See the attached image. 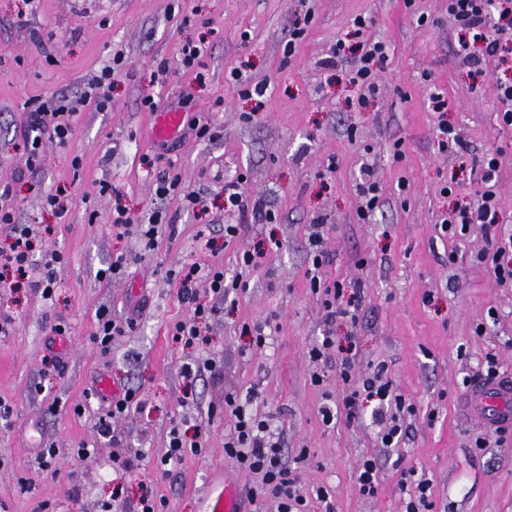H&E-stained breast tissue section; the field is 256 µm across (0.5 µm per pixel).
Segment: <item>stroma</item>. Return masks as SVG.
I'll return each mask as SVG.
<instances>
[{
    "instance_id": "1",
    "label": "stroma",
    "mask_w": 512,
    "mask_h": 512,
    "mask_svg": "<svg viewBox=\"0 0 512 512\" xmlns=\"http://www.w3.org/2000/svg\"><path fill=\"white\" fill-rule=\"evenodd\" d=\"M360 16L374 21L362 36L353 27ZM299 27L304 38L289 45ZM363 37L385 41L390 51L378 94L362 105L347 77L357 54L334 67L328 59L337 41L353 48ZM199 42L198 82V71L182 64V48ZM116 55L123 65L112 78L109 109L81 107L70 143L46 144L39 165L28 168L20 148L28 104L81 95ZM234 69L268 81L264 96L241 95ZM510 72L512 56L504 53L484 74L464 62L448 0H0V184L13 190L16 224L36 236L22 287L0 286V313L12 318L0 334V403L10 410L0 420V512H102L115 487L114 457L135 455L140 477L125 482V499L150 490L165 498L166 512H201L207 490L227 480L244 490L254 483L224 456V395L251 390L286 463L297 465L305 488L326 487L337 512H405L401 467L430 479L432 512H512V432L499 437L462 403L466 380L487 355L512 373V287L477 261L481 225L454 242L441 230L448 213L482 188L472 158L498 148L499 222L512 229V128L496 120V80ZM438 93L446 112L433 108ZM147 94L178 107L184 121L207 119L212 137L181 132L168 150L152 137L141 105ZM442 120L457 129L461 145L440 146ZM169 170L203 196L204 207L156 196V179ZM240 175L247 195L264 200L276 221L249 220L228 244L224 227L234 218L221 190ZM367 179L378 182L381 197L363 221L358 187ZM449 182L451 195L441 191ZM50 192L65 196L64 217L45 208ZM118 206L136 223L164 209L177 231L152 250L138 234L115 237ZM316 232L329 254L322 282L364 284L356 324L324 322L306 275ZM257 246L266 253L263 265L241 268L238 254ZM54 250L65 261L47 300L36 283ZM119 253L128 258L125 276L99 279ZM214 259L243 287L220 317L203 324V344L182 347L170 329L189 309L175 275L185 264ZM137 304L134 331L101 353L92 340L97 310L118 318ZM58 323L71 335L50 371L43 359ZM265 323L268 345L250 349V328ZM327 332L354 345L358 368L385 362L413 403L399 448L379 445L367 412L352 423L323 424L336 364L312 363L307 351ZM187 363L201 368L190 387L182 376ZM316 373L322 385L313 383ZM102 374L116 391L139 389L145 401L119 421L116 443L93 430L109 404L97 390ZM175 422L200 429L205 451L160 479L153 455ZM479 438L486 448H476ZM82 442L95 455L78 459ZM49 444L57 452L51 471L39 459ZM367 455L380 466L371 498L355 478Z\"/></svg>"
}]
</instances>
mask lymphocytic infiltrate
Instances as JSON below:
<instances>
[{
	"mask_svg": "<svg viewBox=\"0 0 512 512\" xmlns=\"http://www.w3.org/2000/svg\"><path fill=\"white\" fill-rule=\"evenodd\" d=\"M448 14L458 22L462 32L461 42H480L487 55H496L500 48V32L505 21H512V0H448ZM388 58V47L384 42L370 43L360 57L359 65L349 72V81L360 91V100H367L378 91L374 72L375 65ZM123 63L121 57H113L110 65L104 66L99 75L92 77L89 93L71 100L57 97L48 102L31 104L23 130V144L27 153L28 167H35L42 157L44 141L63 146L74 135L73 115L80 106L94 104L97 110L107 109L110 103L109 90L112 73ZM477 169L484 186L472 203L455 208L441 225L449 238L465 235L469 226L481 224L485 227L486 246L479 253V261L490 265L499 284L512 286V230L499 225V204L494 182L500 177L501 154L488 152L475 157ZM327 257L323 249H315L312 267L308 269L309 284L321 296L324 321L334 324L339 320L357 322L364 289L356 281L346 286L340 283L322 285L316 273ZM179 297L191 307L189 319L178 321L172 329L175 343L194 347L201 343L199 325L219 314L218 304L200 303L201 289H209L219 301L226 299L230 289L240 288L239 279H226L224 267L219 263L185 265L178 271ZM336 360V383L342 389V397L335 411H324L325 424L336 422L338 414L347 420L361 417L365 408H372L378 426L377 439L382 447L395 448L405 437L402 418L413 413L414 406L408 401L387 376L384 363L369 364L364 372H356L355 358L351 348L338 349ZM138 390L127 389L114 398L111 407L99 415L94 428L100 438L116 442L120 434L117 422L142 408ZM224 413L231 419L230 431L224 439V454L247 474L257 477L258 483L250 491L251 499L274 498L278 501V512H308L310 502H317L322 512H337L336 504L325 487H317L313 493H304L300 474L287 466L281 458V450L273 440L266 419L254 413L249 403L243 402L235 392L224 397Z\"/></svg>",
	"mask_w": 512,
	"mask_h": 512,
	"instance_id": "f902f5d3",
	"label": "lymphocytic infiltrate"
}]
</instances>
